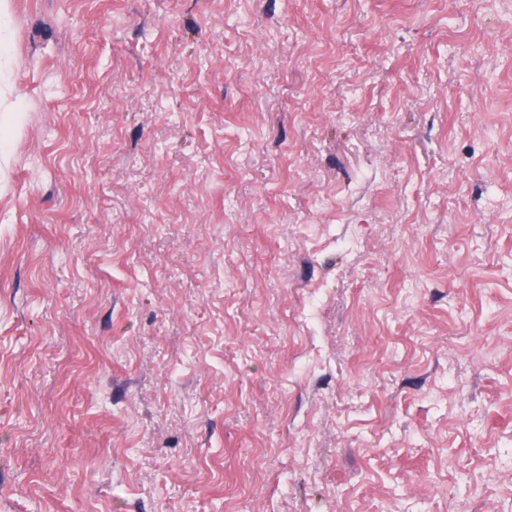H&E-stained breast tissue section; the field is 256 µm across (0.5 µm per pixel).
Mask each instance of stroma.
<instances>
[{
    "instance_id": "35a3bbf8",
    "label": "stroma",
    "mask_w": 512,
    "mask_h": 512,
    "mask_svg": "<svg viewBox=\"0 0 512 512\" xmlns=\"http://www.w3.org/2000/svg\"><path fill=\"white\" fill-rule=\"evenodd\" d=\"M0 512H512V0H9Z\"/></svg>"
}]
</instances>
